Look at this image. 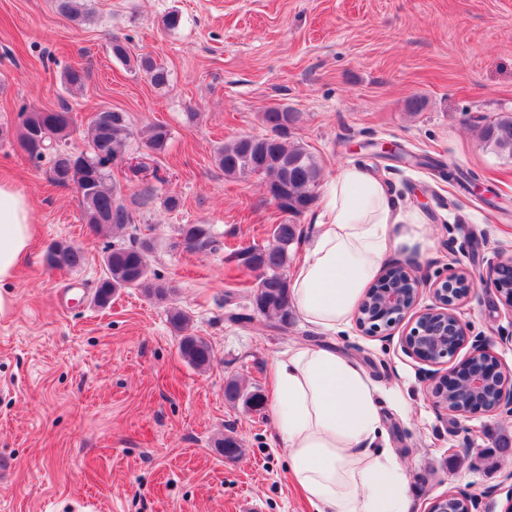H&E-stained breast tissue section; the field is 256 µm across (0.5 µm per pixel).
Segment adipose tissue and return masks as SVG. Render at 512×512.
<instances>
[{
    "label": "adipose tissue",
    "instance_id": "obj_1",
    "mask_svg": "<svg viewBox=\"0 0 512 512\" xmlns=\"http://www.w3.org/2000/svg\"><path fill=\"white\" fill-rule=\"evenodd\" d=\"M370 169L348 165L323 189L316 232L290 277L291 304L329 332L354 313L383 258L415 223ZM37 232L28 196L0 179V313ZM270 407L288 451V474L312 512H407L408 477L388 450L380 391L361 365L333 349L293 347L272 370Z\"/></svg>",
    "mask_w": 512,
    "mask_h": 512
}]
</instances>
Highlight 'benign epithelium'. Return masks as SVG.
<instances>
[{
	"label": "benign epithelium",
	"instance_id": "7a95c632",
	"mask_svg": "<svg viewBox=\"0 0 512 512\" xmlns=\"http://www.w3.org/2000/svg\"><path fill=\"white\" fill-rule=\"evenodd\" d=\"M402 275L412 290L404 295L385 291L381 301L372 302L364 312H356L359 327L376 333L414 313L415 326L405 336L404 348L409 355L430 366L453 358L466 343H471L472 352L463 366L445 375L440 382L434 393L436 403L446 408L451 401L458 400L457 414L462 416L475 408L491 413L502 408L512 411V374L489 354L482 337L468 336V326L455 310L456 303L469 295L473 281L463 273L454 274L435 289L439 305L416 313L420 283L405 268ZM480 283L499 292L504 304L512 308V255H499L490 262ZM482 498L483 495L468 490L450 492L433 502L428 512H453L454 503L465 504L466 512H480Z\"/></svg>",
	"mask_w": 512,
	"mask_h": 512
}]
</instances>
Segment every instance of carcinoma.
<instances>
[{
    "label": "carcinoma",
    "instance_id": "cac0c4a2",
    "mask_svg": "<svg viewBox=\"0 0 512 512\" xmlns=\"http://www.w3.org/2000/svg\"><path fill=\"white\" fill-rule=\"evenodd\" d=\"M135 68L157 88L169 83V71L153 56L144 54L136 58ZM72 127L69 107L59 110L29 112L22 122L20 144L30 158L48 161V175L52 184L66 186L65 177L84 184L79 196L83 220L96 231L106 228L123 229L134 223L132 213L120 202L118 187L112 182L110 168L106 163L122 157L126 141L134 135L123 112L100 110L89 122V132L83 166L70 170L66 148ZM145 147L157 155L167 151L170 131L161 124H154L139 131ZM487 148L499 155L512 158V113H504L489 122L482 131ZM254 153L243 137L224 143L215 151L214 160L228 178L247 177L257 174L267 184L282 183L288 190V210L298 216L315 202L321 183V167L315 156L302 144L289 141V135L281 137L270 150L273 163L256 172L246 167L247 154ZM182 243L190 251H205L215 242L213 232L207 224H185L180 229ZM273 241L263 247H253L238 252L235 257L244 264H254L261 273L251 291L254 312L272 329H283L291 320L290 284L288 269L292 262V246L299 238L295 224H275ZM154 250L151 239L135 238L130 244H112L103 257L102 276L95 291V302L106 305L112 295L126 288H137L148 298L166 300L172 289L150 277V256ZM49 267L72 270L81 267L86 260L84 251L68 243L59 242L49 247L46 257ZM169 321L181 333L179 352L191 366L203 369L210 365V346L201 337L187 332L189 315L178 308L170 312ZM257 400L263 405L259 392H246L239 382L230 379L224 385V397L236 403L244 397Z\"/></svg>",
    "mask_w": 512,
    "mask_h": 512
}]
</instances>
